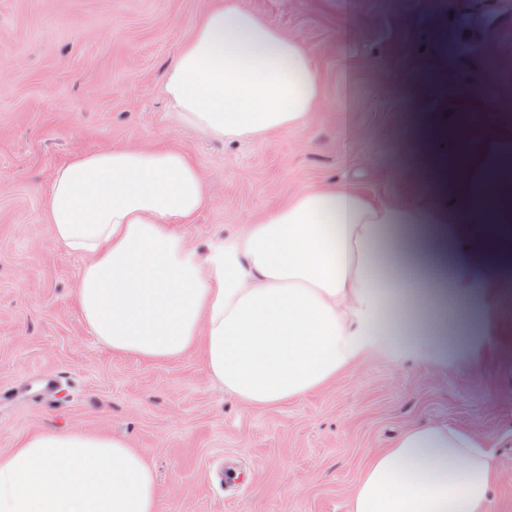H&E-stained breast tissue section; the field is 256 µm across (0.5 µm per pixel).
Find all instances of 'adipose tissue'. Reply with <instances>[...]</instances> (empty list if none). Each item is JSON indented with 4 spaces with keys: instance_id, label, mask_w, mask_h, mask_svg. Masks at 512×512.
I'll return each mask as SVG.
<instances>
[{
    "instance_id": "ef3b65f1",
    "label": "adipose tissue",
    "mask_w": 512,
    "mask_h": 512,
    "mask_svg": "<svg viewBox=\"0 0 512 512\" xmlns=\"http://www.w3.org/2000/svg\"><path fill=\"white\" fill-rule=\"evenodd\" d=\"M472 87L486 110L461 116L458 151L439 131L419 141L437 164L431 206L369 201L348 186L305 188L238 236L196 248L173 232L193 223L204 178L177 149L76 155L53 178L47 220L84 256L76 299L113 351L155 362L202 348L213 379L250 407L279 405L325 385L369 345L437 352L484 328L482 289L512 269V61L489 60ZM161 91L185 128L236 141L305 124L321 101L302 43L238 0L194 25ZM460 182V195L448 196ZM453 256L449 288L413 286L393 259L427 267ZM414 310V335L384 334V293ZM495 478L472 432L445 423L408 429L374 453L349 512H485ZM0 512H159L141 453L83 430L44 431L0 453Z\"/></svg>"
}]
</instances>
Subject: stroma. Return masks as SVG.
I'll return each mask as SVG.
<instances>
[{"instance_id": "35a3bbf8", "label": "stroma", "mask_w": 512, "mask_h": 512, "mask_svg": "<svg viewBox=\"0 0 512 512\" xmlns=\"http://www.w3.org/2000/svg\"><path fill=\"white\" fill-rule=\"evenodd\" d=\"M311 56L322 101L259 141L178 125L160 85L216 0H0V452L82 429L124 440L154 471L160 512H347L369 457L447 423L493 452L487 512H512V282L485 292L483 334L452 355L373 346L322 388L255 410L212 378L202 348L154 362L81 319L84 257L46 221L55 172L80 153L177 148L209 198L173 230L192 245L243 233L303 187L430 205L419 126L483 111L471 80L512 47V0H240ZM416 35L403 42L408 23ZM438 39L427 35L428 29ZM48 374L57 393H39Z\"/></svg>"}]
</instances>
